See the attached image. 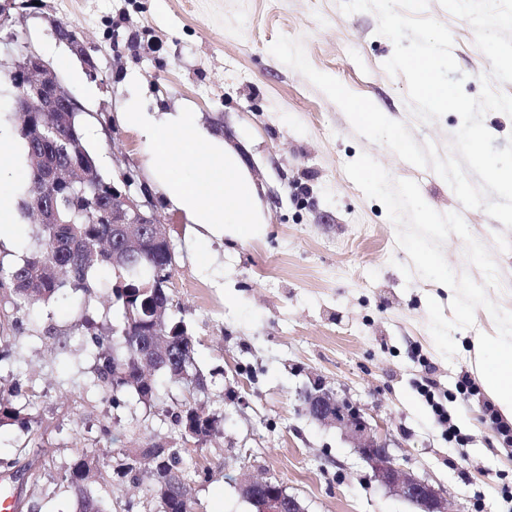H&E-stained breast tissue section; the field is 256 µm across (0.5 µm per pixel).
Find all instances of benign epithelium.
<instances>
[{
    "label": "benign epithelium",
    "mask_w": 512,
    "mask_h": 512,
    "mask_svg": "<svg viewBox=\"0 0 512 512\" xmlns=\"http://www.w3.org/2000/svg\"><path fill=\"white\" fill-rule=\"evenodd\" d=\"M52 30L59 41L80 58L89 79H97V66L85 43L67 36L59 26ZM3 43L8 54L0 58V73L9 76L19 91L20 112H57L59 104L66 111L79 112L77 100L60 84L51 65L25 40L21 43L7 36ZM133 178L122 179L123 188L112 187V223L122 225L148 224L160 226L149 200H140L130 186ZM304 411L319 423L340 429L354 445V450L371 470V479L378 486L417 506L419 512H451L448 498L429 481L405 468L389 451L387 435L382 426L373 425L358 405L341 397L320 379H313L301 391ZM242 496L255 512H306L301 499L288 493L282 483L270 478L245 479L240 484Z\"/></svg>",
    "instance_id": "7a95c632"
}]
</instances>
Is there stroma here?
I'll return each instance as SVG.
<instances>
[{
	"label": "stroma",
	"instance_id": "obj_1",
	"mask_svg": "<svg viewBox=\"0 0 512 512\" xmlns=\"http://www.w3.org/2000/svg\"><path fill=\"white\" fill-rule=\"evenodd\" d=\"M29 39L84 108V140L104 177L131 174L149 195L175 251L170 296L174 317L196 339V362L207 377L204 395L225 416L224 434L194 458L192 492L198 512H253L239 485L271 477L297 495L307 512H417L377 486L370 469L339 429L304 414L298 393L319 377L361 405L389 430L399 463L447 495L452 512H512V435L494 430L483 389L463 394L476 376L473 336L495 334L477 309L472 327L455 330L457 352L446 359L428 328V299L448 293L419 276L405 278L410 259L396 242L384 206L365 196L344 166L369 154L395 179L419 185L441 213L460 209L432 168L400 159L358 135L343 111L303 75L273 57L277 36L301 40L311 65L404 122L417 143L447 154L462 124L448 113L419 122L403 75L383 68L394 46L377 33L371 12L344 14L338 0H11ZM428 16L449 28L453 56L472 97L491 63L474 30L429 0ZM77 27L95 47L98 80H74L80 61L52 35V24ZM147 107L194 112L201 125L240 148L259 185L269 218L258 241L197 239L196 225L171 209L153 182L149 153L119 120L127 99ZM471 233L491 250L502 282L490 297L512 310V230L483 210L467 212ZM91 298L65 293L29 305L12 348L0 356V388L23 378L34 391L30 413L42 420L37 443L55 470L27 485L18 512H73L56 470L80 448H102L106 470L126 450L183 447L165 408L183 400L178 386L148 408L133 397L115 407L87 385L91 360L76 322L82 306L119 322L109 294L111 270L97 273ZM54 327L69 346L61 355L36 340ZM447 408L438 425L421 387ZM466 437V448L449 429ZM107 512H154L145 485L119 478L97 487Z\"/></svg>",
	"mask_w": 512,
	"mask_h": 512
}]
</instances>
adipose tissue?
Instances as JSON below:
<instances>
[{
  "label": "adipose tissue",
  "mask_w": 512,
  "mask_h": 512,
  "mask_svg": "<svg viewBox=\"0 0 512 512\" xmlns=\"http://www.w3.org/2000/svg\"><path fill=\"white\" fill-rule=\"evenodd\" d=\"M121 120L143 139L158 189L208 236L255 240L266 227L259 187L237 150L202 128L192 112L147 111L131 96ZM494 337L472 339L477 372L500 414L512 421V311L497 314Z\"/></svg>",
  "instance_id": "adipose-tissue-1"
}]
</instances>
